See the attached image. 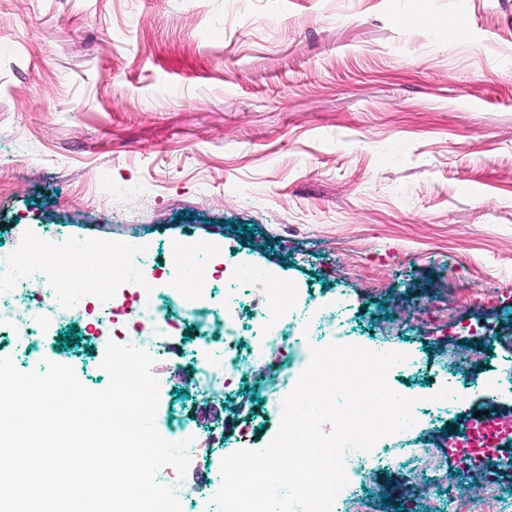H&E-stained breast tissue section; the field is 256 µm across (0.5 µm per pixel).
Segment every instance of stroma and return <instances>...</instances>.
Wrapping results in <instances>:
<instances>
[{"instance_id":"stroma-1","label":"stroma","mask_w":512,"mask_h":512,"mask_svg":"<svg viewBox=\"0 0 512 512\" xmlns=\"http://www.w3.org/2000/svg\"><path fill=\"white\" fill-rule=\"evenodd\" d=\"M0 177L2 253L93 237L165 259L215 242L216 268L229 256L305 297L347 294L336 342L404 351L393 385L471 376L453 411L387 447L439 453L485 409L486 381L512 410V0H0ZM491 295L490 345L449 351ZM87 333L63 323L34 347L0 335V357L65 364L101 390ZM189 376L159 374L156 418L207 414L223 430L199 443L207 485L281 415L256 378L231 386L251 422L211 415ZM403 477L397 464L363 476L370 512H452L447 489Z\"/></svg>"}]
</instances>
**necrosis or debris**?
<instances>
[{
  "instance_id": "necrosis-or-debris-1",
  "label": "necrosis or debris",
  "mask_w": 512,
  "mask_h": 512,
  "mask_svg": "<svg viewBox=\"0 0 512 512\" xmlns=\"http://www.w3.org/2000/svg\"><path fill=\"white\" fill-rule=\"evenodd\" d=\"M70 244L30 261L23 250H12L0 261V334L39 342L58 323L89 322L93 339L104 346L121 339L147 351L154 360L172 351L170 335L176 314L193 318L204 355L193 364L191 386L198 395L228 397L235 380L261 376L263 395L281 403L296 385L299 370L292 365L311 347L321 346L322 322H341L350 309L344 295L319 303L277 288L263 271H248L224 263V297H213L208 285L179 288L182 265L160 264L152 253L129 252L124 265L136 268L134 283L115 274L103 281L85 270L67 271ZM512 414L471 417L460 437L448 447L457 472L492 468L512 455ZM456 472V474H457ZM456 474L438 471V481L451 493L453 512H504L505 495L497 479L483 483L478 494L456 490Z\"/></svg>"
}]
</instances>
